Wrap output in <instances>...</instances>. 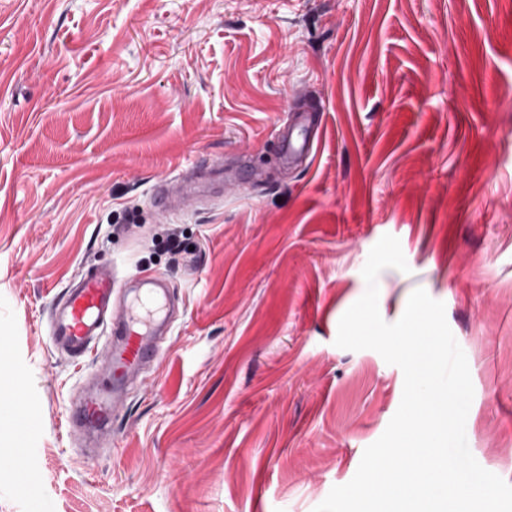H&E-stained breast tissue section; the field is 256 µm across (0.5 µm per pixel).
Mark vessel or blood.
Segmentation results:
<instances>
[{
  "instance_id": "vessel-or-blood-1",
  "label": "vessel or blood",
  "mask_w": 512,
  "mask_h": 512,
  "mask_svg": "<svg viewBox=\"0 0 512 512\" xmlns=\"http://www.w3.org/2000/svg\"><path fill=\"white\" fill-rule=\"evenodd\" d=\"M114 286V272L88 275L65 288L49 313L52 342L72 355L88 354L101 337L111 339L101 388L81 392L73 402L69 427L74 431L111 432L130 383L158 361L162 340L172 331L163 276L139 277L133 295L123 298Z\"/></svg>"
}]
</instances>
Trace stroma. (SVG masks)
Segmentation results:
<instances>
[{"label":"stroma","instance_id":"stroma-1","mask_svg":"<svg viewBox=\"0 0 512 512\" xmlns=\"http://www.w3.org/2000/svg\"><path fill=\"white\" fill-rule=\"evenodd\" d=\"M192 160L266 178L187 195ZM386 234L382 318L444 303L469 449L512 484V0H0V512H313L401 402L399 367L334 344ZM113 266L179 311L89 453L66 420L110 346L67 357L48 313Z\"/></svg>","mask_w":512,"mask_h":512}]
</instances>
